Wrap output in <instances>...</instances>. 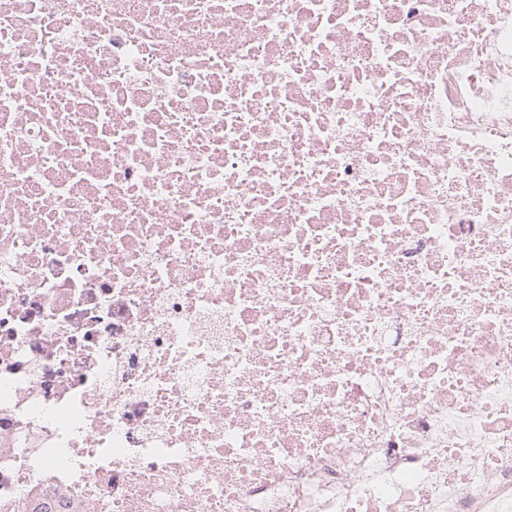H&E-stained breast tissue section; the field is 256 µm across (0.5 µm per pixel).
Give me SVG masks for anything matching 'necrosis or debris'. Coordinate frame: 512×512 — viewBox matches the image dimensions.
<instances>
[{"instance_id":"obj_1","label":"necrosis or debris","mask_w":512,"mask_h":512,"mask_svg":"<svg viewBox=\"0 0 512 512\" xmlns=\"http://www.w3.org/2000/svg\"><path fill=\"white\" fill-rule=\"evenodd\" d=\"M0 512H512V0H0Z\"/></svg>"}]
</instances>
